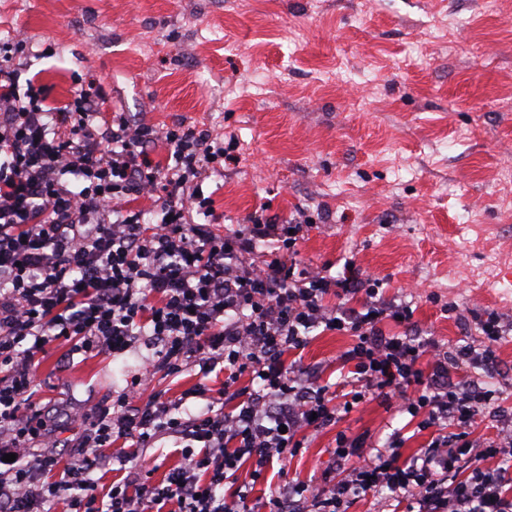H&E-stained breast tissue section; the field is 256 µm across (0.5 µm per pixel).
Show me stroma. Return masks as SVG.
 I'll return each instance as SVG.
<instances>
[{"label":"stroma","mask_w":512,"mask_h":512,"mask_svg":"<svg viewBox=\"0 0 512 512\" xmlns=\"http://www.w3.org/2000/svg\"><path fill=\"white\" fill-rule=\"evenodd\" d=\"M448 23L450 38H433ZM19 31L53 48L23 62L48 87L49 105H63L89 73L106 112L234 137L236 162L202 185L218 232L261 208L280 222L319 216L298 261L334 276L354 261L388 296L417 285L415 327L452 356L484 346L488 312L512 315V261L486 286L472 279L488 254H512V212L498 200L500 175L512 169V0H0V41ZM352 342L322 333L301 363L321 383L342 381L337 357ZM495 350L493 367L453 373L499 395L474 418L477 438L512 418V335ZM143 357L85 360L48 348L34 400L56 414L63 458L75 435L60 405L110 402ZM396 429L404 456L429 440L388 403L356 405L300 450L287 478L319 480L337 431Z\"/></svg>","instance_id":"obj_1"}]
</instances>
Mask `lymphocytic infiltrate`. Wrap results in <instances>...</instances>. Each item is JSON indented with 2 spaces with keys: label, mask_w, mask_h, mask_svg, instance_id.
<instances>
[{
  "label": "lymphocytic infiltrate",
  "mask_w": 512,
  "mask_h": 512,
  "mask_svg": "<svg viewBox=\"0 0 512 512\" xmlns=\"http://www.w3.org/2000/svg\"><path fill=\"white\" fill-rule=\"evenodd\" d=\"M31 51L24 36L0 43V512H45L60 498L68 512H247L264 484L268 512H346L351 497L383 489L408 512H512V478L487 465L512 456V427L488 443L471 439L495 393L451 383L447 353L414 335L409 302L385 300L352 262L338 277L299 266L295 246L312 216L274 224L254 214L233 233H215L202 182L223 177L232 146L182 124L162 131L106 115L93 77L49 106L45 86L19 85ZM161 140L165 163L152 156ZM142 198L152 211L138 207ZM270 238L277 251L256 256ZM318 329L354 338L338 357L348 369L343 399L299 358ZM55 343L86 359L140 344L152 352L111 404L68 412L78 452L66 465L32 400L40 359ZM195 366L204 375L223 367V390L150 391L155 371ZM192 398L199 410L188 408ZM375 399L397 400L430 431L418 454L404 458L397 430L381 442L341 431L336 465L319 482L269 483L274 463ZM169 437L181 459L157 482L146 453ZM112 446L123 477L103 493L94 474ZM464 460L470 472L460 479ZM53 471L59 479L43 482Z\"/></svg>",
  "instance_id": "lymphocytic-infiltrate-1"
}]
</instances>
